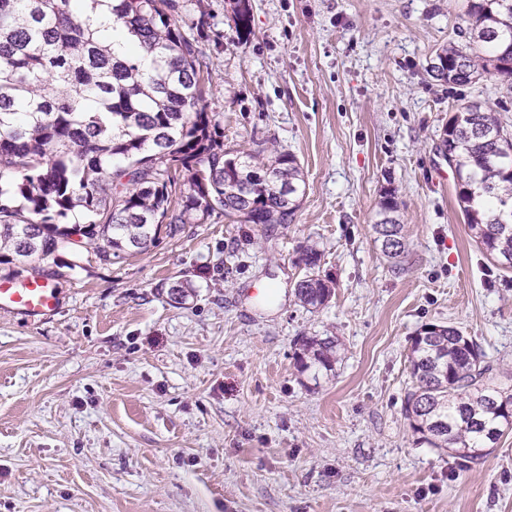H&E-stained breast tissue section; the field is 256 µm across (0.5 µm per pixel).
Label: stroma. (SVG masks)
Segmentation results:
<instances>
[{"mask_svg": "<svg viewBox=\"0 0 512 512\" xmlns=\"http://www.w3.org/2000/svg\"><path fill=\"white\" fill-rule=\"evenodd\" d=\"M207 2L224 146L294 154L300 207L265 228L216 213L136 257L42 263L60 308L0 311V512H512V433L461 468L402 415L425 325L512 372V272L438 176L459 101L512 130V85L453 91L427 72L465 0H249L247 37L236 0ZM387 187L406 240L394 264L372 229ZM307 245L334 285L313 312L294 294ZM301 336L337 337L341 361L300 371Z\"/></svg>", "mask_w": 512, "mask_h": 512, "instance_id": "stroma-1", "label": "stroma"}]
</instances>
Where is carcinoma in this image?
Returning <instances> with one entry per match:
<instances>
[{
	"instance_id": "carcinoma-1",
	"label": "carcinoma",
	"mask_w": 512,
	"mask_h": 512,
	"mask_svg": "<svg viewBox=\"0 0 512 512\" xmlns=\"http://www.w3.org/2000/svg\"><path fill=\"white\" fill-rule=\"evenodd\" d=\"M195 31L179 22L180 0H0V264H40L64 249L91 247L101 261L145 254L161 236L215 212L239 224H288L305 192L297 157L224 148V127L207 110L210 72ZM460 40L435 50L428 72L453 86L484 73L512 83V0H467ZM235 24L250 33L248 0ZM121 42L115 55L110 44ZM457 201L486 257L512 270V135L494 111L464 102L442 138ZM382 253L404 252L397 190L378 202ZM305 247L295 295L317 309L334 294ZM299 367L326 371L341 360L333 336H302ZM411 386L403 416L433 448L461 465L512 431V384L481 347L453 326L411 338Z\"/></svg>"
}]
</instances>
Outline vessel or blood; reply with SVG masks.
Listing matches in <instances>:
<instances>
[{"label": "vessel or blood", "instance_id": "b4317fda", "mask_svg": "<svg viewBox=\"0 0 512 512\" xmlns=\"http://www.w3.org/2000/svg\"><path fill=\"white\" fill-rule=\"evenodd\" d=\"M60 306L58 288L47 278H0V310L31 318L54 312Z\"/></svg>", "mask_w": 512, "mask_h": 512}]
</instances>
